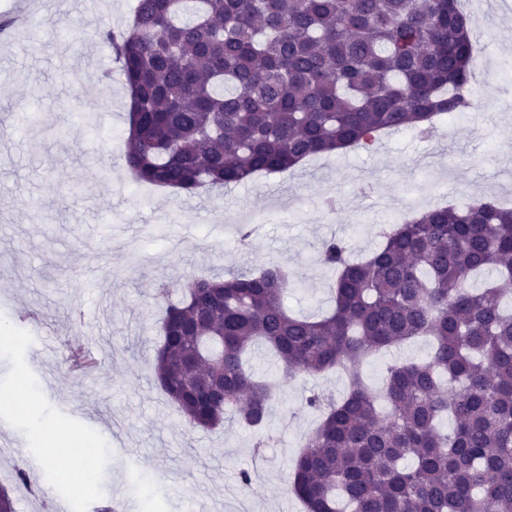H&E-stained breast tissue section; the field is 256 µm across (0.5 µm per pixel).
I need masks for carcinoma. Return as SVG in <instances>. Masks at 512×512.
Segmentation results:
<instances>
[{
    "mask_svg": "<svg viewBox=\"0 0 512 512\" xmlns=\"http://www.w3.org/2000/svg\"><path fill=\"white\" fill-rule=\"evenodd\" d=\"M457 2L135 0L126 28L98 33L130 96L125 163L194 193L387 131L427 135L435 116L470 109ZM381 237L362 260L323 242L334 278L321 317L288 313L277 264L184 284L161 321L158 386L192 426L230 412L262 431L272 389L244 360L260 341L286 379H349L339 401L306 399L321 422L288 484L304 512H512V208L436 206ZM489 270L497 279L475 286ZM419 339L428 358L388 364L376 396L360 362Z\"/></svg>",
    "mask_w": 512,
    "mask_h": 512,
    "instance_id": "obj_1",
    "label": "carcinoma"
}]
</instances>
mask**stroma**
Instances as JSON below:
<instances>
[{
	"label": "stroma",
	"instance_id": "stroma-1",
	"mask_svg": "<svg viewBox=\"0 0 512 512\" xmlns=\"http://www.w3.org/2000/svg\"><path fill=\"white\" fill-rule=\"evenodd\" d=\"M37 30L12 27L0 38L17 53L0 58V331L22 340L0 348V485L18 512H51V503L16 481L24 467L62 475L55 500L68 512L112 501L128 512H301L286 491L291 463L318 413L303 409L319 392L342 397L344 376L282 378L265 351L251 355L275 383L268 426L254 432L233 419L215 429L188 426L159 389L154 367L159 318L180 285L276 263L288 269L289 311L315 315L328 306L332 275L317 262L323 241L376 251L389 212L403 217L449 203L512 200V80L491 85L482 110L438 127L424 139L410 130L371 149L320 155L284 173L261 174L195 194L155 188L142 199L131 185L121 145L129 93L108 76L109 51L98 32L130 17L129 0H57ZM480 66L512 60V7L488 15L469 0ZM35 113L37 124L18 128ZM248 243L237 225L256 213ZM168 283V300L158 299ZM95 351L92 373L73 370L66 343ZM430 343L369 357L365 382L381 389L386 365L427 358ZM253 474L250 487L240 470ZM54 500V501H55Z\"/></svg>",
	"mask_w": 512,
	"mask_h": 512
}]
</instances>
